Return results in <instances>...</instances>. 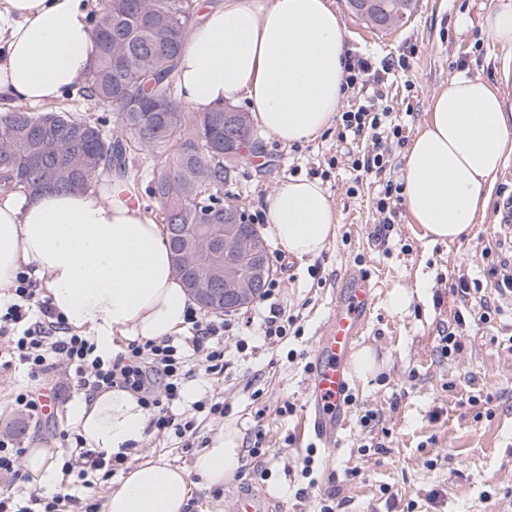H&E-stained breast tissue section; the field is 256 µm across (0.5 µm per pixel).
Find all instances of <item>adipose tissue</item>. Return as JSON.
<instances>
[{
  "mask_svg": "<svg viewBox=\"0 0 512 512\" xmlns=\"http://www.w3.org/2000/svg\"><path fill=\"white\" fill-rule=\"evenodd\" d=\"M97 0H0V99L41 103L81 84L96 61ZM346 41L331 0H221L185 37L182 100L198 112L247 100L258 124L293 144L319 137L338 111ZM512 158V113L497 86L461 73L433 95L406 151L403 195L430 241H456L481 223ZM121 187L20 192L0 200V305L19 272L40 281L50 305L103 357L116 338L161 340L181 331L192 299L163 228ZM267 231L287 255L319 256L338 216L318 180L282 184ZM83 446L110 454L142 448L149 415L114 387L78 400ZM234 436L216 433L183 469L156 459L127 471L105 512H184L192 479L223 486L237 464Z\"/></svg>",
  "mask_w": 512,
  "mask_h": 512,
  "instance_id": "1",
  "label": "adipose tissue"
}]
</instances>
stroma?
Masks as SVG:
<instances>
[{"instance_id": "1", "label": "stroma", "mask_w": 512, "mask_h": 512, "mask_svg": "<svg viewBox=\"0 0 512 512\" xmlns=\"http://www.w3.org/2000/svg\"><path fill=\"white\" fill-rule=\"evenodd\" d=\"M508 0H417L411 16L379 30L354 15L346 0H332L343 26L351 59L375 66L389 64L382 97L373 87L345 90L339 109L347 111L375 100L390 107L404 142L381 145L390 163L378 175H356L351 153L372 149L370 138L347 145L329 129L311 141L284 144L259 134L255 160L241 165L224 184V199L245 215L265 211L269 197L293 178L320 180L338 213L335 237L319 256L282 258L274 265L280 282L279 305L293 315L300 335L278 341L249 336L244 323L255 312H233L238 334H225L227 365L211 377L190 359L179 407L193 421L191 439L166 434L149 437L131 452L128 466L151 458L190 468L195 453L220 430L235 434L238 467L223 487L192 484L185 512H235L234 495L243 488L270 493L272 512H320L335 492L341 512H512V350L501 347L512 336V309L497 291L492 268L512 255V241L499 238V206L512 197V179L498 177L481 224L455 242H432L399 205L391 227L374 199L387 181H400L406 142L428 118L433 94L463 72L498 86L512 110V46L490 37L486 15ZM408 67H400V58ZM371 275L376 303L359 345L372 349L377 371L353 377L347 427L335 450H327L304 425L305 386L319 327L336 298L347 269ZM479 282L493 309L490 323L479 320L478 304L456 292L459 280ZM410 297L406 308L391 304L395 291ZM454 332L461 348L442 353L440 338ZM247 347H239L238 337ZM28 378L23 368L0 371V436L24 448H60L59 435L70 429L68 413L82 392L66 366L42 382L40 394L53 397L55 415L31 419L16 410L12 398ZM487 398L490 416H477L468 399ZM216 397L223 415L196 410V401ZM293 413L282 410L284 403ZM374 412L376 423L360 418ZM261 436L260 455L250 453Z\"/></svg>"}]
</instances>
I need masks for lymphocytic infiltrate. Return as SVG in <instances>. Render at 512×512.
Instances as JSON below:
<instances>
[{
	"label": "lymphocytic infiltrate",
	"mask_w": 512,
	"mask_h": 512,
	"mask_svg": "<svg viewBox=\"0 0 512 512\" xmlns=\"http://www.w3.org/2000/svg\"><path fill=\"white\" fill-rule=\"evenodd\" d=\"M380 136L391 133L401 139L402 130L393 124L389 109L379 111L363 105L340 116L339 139L363 133ZM38 284L19 274L12 303L0 309V367L12 362L26 365L31 380L45 379L67 364L74 368L77 385L92 394L116 385L131 389L149 413V428L157 434L186 437L192 422L179 418L173 405L180 399L182 384L189 376L184 355L192 346L206 372L223 373L224 335L231 331L229 320L207 318L197 311L186 317L190 336H169L162 340L131 341L115 357L105 359L95 352L90 338L79 334L57 314L49 302L40 300ZM126 462L125 456L109 455L84 448L73 449L62 467L63 476H77L84 487H93L94 474L111 478ZM75 501L70 492L49 495L39 491L24 494L0 492V512H71Z\"/></svg>",
	"instance_id": "1"
}]
</instances>
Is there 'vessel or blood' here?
I'll return each mask as SVG.
<instances>
[{
  "instance_id": "b4317fda",
  "label": "vessel or blood",
  "mask_w": 512,
  "mask_h": 512,
  "mask_svg": "<svg viewBox=\"0 0 512 512\" xmlns=\"http://www.w3.org/2000/svg\"><path fill=\"white\" fill-rule=\"evenodd\" d=\"M375 297L371 277L348 270L316 339L315 365L306 386L308 422L328 449L333 448L337 433L347 424L344 397L350 385L348 361L368 325Z\"/></svg>"
}]
</instances>
